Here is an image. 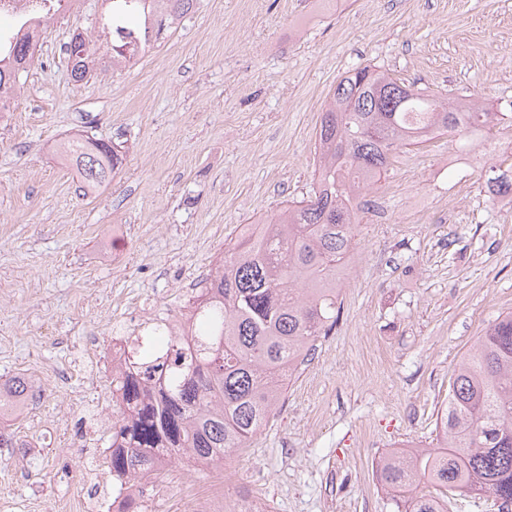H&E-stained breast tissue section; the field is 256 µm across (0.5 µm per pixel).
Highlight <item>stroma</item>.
<instances>
[{
    "label": "stroma",
    "mask_w": 512,
    "mask_h": 512,
    "mask_svg": "<svg viewBox=\"0 0 512 512\" xmlns=\"http://www.w3.org/2000/svg\"><path fill=\"white\" fill-rule=\"evenodd\" d=\"M39 36L15 111L0 114V382L40 388L0 414V512H110L112 347L190 310L243 226L310 195L321 109L339 79L380 66L405 83L512 113V0H198L128 67L74 81L73 31ZM118 147L83 195L55 142ZM448 162L447 133L396 153L356 228L339 316L268 423L224 466L184 458L137 512H185L187 488L261 493L268 512H402L378 482L394 451L432 447L449 379L512 311V209L486 172Z\"/></svg>",
    "instance_id": "stroma-1"
}]
</instances>
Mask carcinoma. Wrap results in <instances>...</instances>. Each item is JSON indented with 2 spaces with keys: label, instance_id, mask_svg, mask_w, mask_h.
Segmentation results:
<instances>
[{
  "label": "carcinoma",
  "instance_id": "carcinoma-1",
  "mask_svg": "<svg viewBox=\"0 0 512 512\" xmlns=\"http://www.w3.org/2000/svg\"><path fill=\"white\" fill-rule=\"evenodd\" d=\"M197 0H125L131 32L150 49ZM32 41L17 38L0 64V89L15 90ZM66 53L82 81L92 63L82 34ZM415 88L376 65L358 67L329 93L315 151L312 193L259 219L262 234L230 242L195 306L197 328L177 342L170 374L132 361L112 378L115 404L108 468L117 479L150 480L188 456L220 464L265 425L286 380L336 324L339 275L353 254L358 199L389 172L396 151L448 132L469 141L492 113ZM56 151L76 169L86 191L108 184L120 157L114 147L83 138ZM492 194L512 195V177L487 178ZM33 383L0 384V403L22 410ZM442 445L385 459L381 485L408 512H445L460 495L491 500L512 512V312L500 315L457 364L440 413ZM426 485L435 492H424Z\"/></svg>",
  "mask_w": 512,
  "mask_h": 512
}]
</instances>
